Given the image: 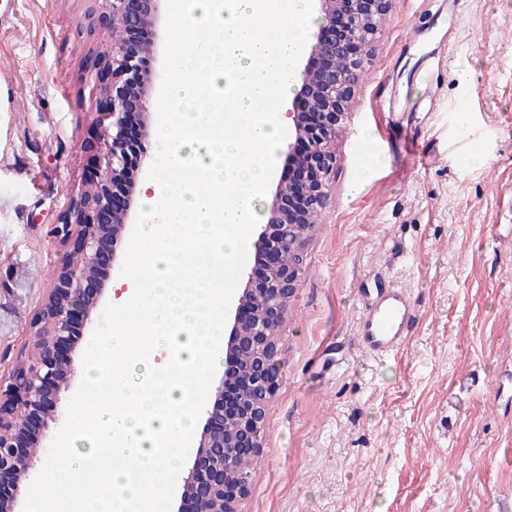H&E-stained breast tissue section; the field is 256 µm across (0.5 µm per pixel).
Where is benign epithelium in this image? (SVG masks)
I'll use <instances>...</instances> for the list:
<instances>
[{
	"label": "benign epithelium",
	"mask_w": 512,
	"mask_h": 512,
	"mask_svg": "<svg viewBox=\"0 0 512 512\" xmlns=\"http://www.w3.org/2000/svg\"><path fill=\"white\" fill-rule=\"evenodd\" d=\"M102 16L121 30L119 39L97 59L92 77L100 85L98 125L109 149L99 157L95 176L87 184L95 192L79 197L55 226L54 234L69 254L82 264H62L48 289L44 305L59 302L47 315L48 334L40 323L30 325L39 357L23 366L21 374L0 379V476L13 477L20 493L30 472L48 457L53 440L51 425L59 420L34 419L43 403L53 404L75 378L72 349L67 336L77 315H91L106 290L99 278L104 268L118 260L117 245L135 215L138 172L126 165V116L130 105L140 111L141 139L151 136L153 113L147 107L155 74L146 66L157 47V24L162 0H96ZM324 23L310 47L311 63L300 72V84L288 109L294 141L288 144V161L309 173L303 202L289 205L291 188L278 180L266 222L254 250L269 253L273 263L265 281L247 279L239 298L238 313L228 335L226 355L237 357L236 373L253 390L256 399L237 402L224 413V385L220 380L191 468L183 479L181 498L196 504V512H240L239 505L251 484L241 465L262 449L266 403L275 391L279 364L278 330L285 321L297 288V266L306 237L316 217L327 208L336 155L330 149L336 129L348 118L354 85L373 53L374 36L387 16L392 0H317ZM27 405L23 426L14 424L10 408ZM240 470L238 481L225 476Z\"/></svg>",
	"instance_id": "1"
}]
</instances>
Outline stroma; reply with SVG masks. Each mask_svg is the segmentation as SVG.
I'll return each mask as SVG.
<instances>
[{"label":"stroma","instance_id":"obj_1","mask_svg":"<svg viewBox=\"0 0 512 512\" xmlns=\"http://www.w3.org/2000/svg\"><path fill=\"white\" fill-rule=\"evenodd\" d=\"M178 34L162 0L157 84ZM110 42L93 0H0V375L33 352L53 227L105 149L89 69ZM464 111L483 140L455 137ZM332 148L240 508L512 512V0H392ZM379 282L417 315L386 358L354 343Z\"/></svg>","mask_w":512,"mask_h":512}]
</instances>
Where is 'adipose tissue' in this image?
Instances as JSON below:
<instances>
[{"instance_id":"obj_1","label":"adipose tissue","mask_w":512,"mask_h":512,"mask_svg":"<svg viewBox=\"0 0 512 512\" xmlns=\"http://www.w3.org/2000/svg\"><path fill=\"white\" fill-rule=\"evenodd\" d=\"M181 36L160 130L177 174L142 197L146 264L124 280L107 336L90 345L88 398L46 459L34 512H143L191 444L208 375L223 364V309L319 22L311 0H176Z\"/></svg>"}]
</instances>
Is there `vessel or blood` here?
I'll return each instance as SVG.
<instances>
[{
    "instance_id": "b4317fda",
    "label": "vessel or blood",
    "mask_w": 512,
    "mask_h": 512,
    "mask_svg": "<svg viewBox=\"0 0 512 512\" xmlns=\"http://www.w3.org/2000/svg\"><path fill=\"white\" fill-rule=\"evenodd\" d=\"M366 312L357 343L367 354L385 356L401 348L414 309L409 296L398 289L378 288L366 293Z\"/></svg>"
}]
</instances>
